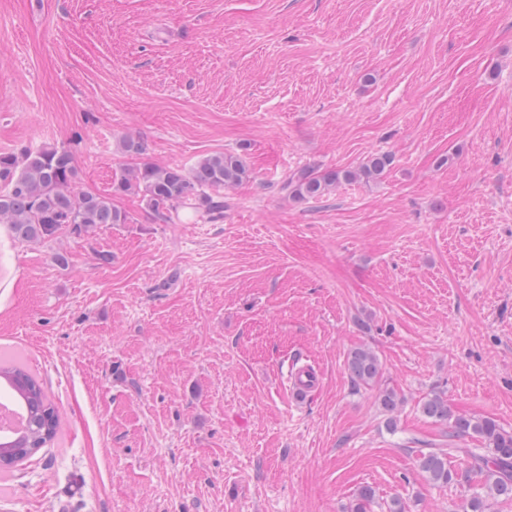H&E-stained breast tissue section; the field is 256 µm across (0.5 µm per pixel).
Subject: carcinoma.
<instances>
[{"mask_svg":"<svg viewBox=\"0 0 512 512\" xmlns=\"http://www.w3.org/2000/svg\"><path fill=\"white\" fill-rule=\"evenodd\" d=\"M386 155H375L356 170L315 171L302 168L287 178L282 189L299 199L320 198L341 181L370 179L389 165ZM248 178V170L234 153H215L199 160L189 171L178 166L144 163L128 168L115 182V190L138 195L148 209L161 213L181 205L195 206L201 218L215 220L224 213V188ZM78 167L73 153L56 147L0 153V223L9 225L19 242H37L67 228L87 233L102 224H125L127 215L112 206V198L77 189ZM347 371L356 387L375 385L382 373L378 356L358 348L347 359ZM0 381L13 394V404L24 414V428L12 435L0 434V470L21 465L57 435L59 416L41 383L23 367L0 364ZM401 397L391 388L378 393V403L393 413ZM423 415L448 425V447L418 450L416 467L428 482L438 487L475 484L467 512H485L486 497L512 502V433L495 420L454 413L448 400L433 395L421 405ZM479 438L487 453L477 448H458L456 438ZM464 456L469 470L460 474L448 460ZM376 496L370 486L362 487L350 512H370Z\"/></svg>","mask_w":512,"mask_h":512,"instance_id":"cac0c4a2","label":"carcinoma"}]
</instances>
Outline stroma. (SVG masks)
Returning a JSON list of instances; mask_svg holds the SVG:
<instances>
[{
	"instance_id": "35a3bbf8",
	"label": "stroma",
	"mask_w": 512,
	"mask_h": 512,
	"mask_svg": "<svg viewBox=\"0 0 512 512\" xmlns=\"http://www.w3.org/2000/svg\"><path fill=\"white\" fill-rule=\"evenodd\" d=\"M127 135L249 177L220 220L155 214L110 191ZM44 146L128 221L0 231V359L60 419L0 512H348L365 485L372 512H462L416 467L448 445L420 404L512 431V0H0V152ZM381 154L321 199L281 188ZM360 347L379 386L350 379ZM347 371L356 387L375 385L382 373L378 356L371 350L358 348L347 359Z\"/></svg>"
}]
</instances>
